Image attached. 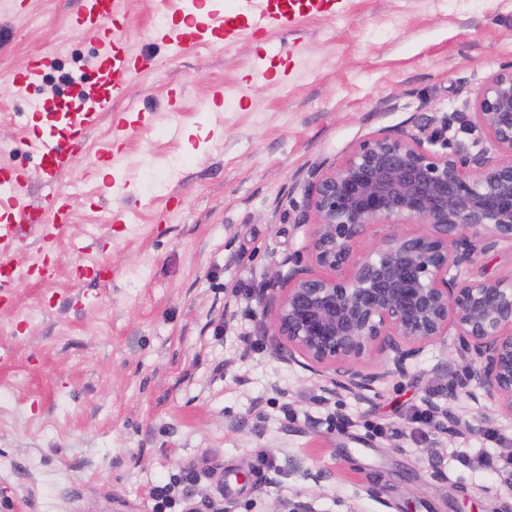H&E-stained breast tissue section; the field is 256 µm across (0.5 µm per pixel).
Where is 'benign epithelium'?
<instances>
[{
	"label": "benign epithelium",
	"mask_w": 512,
	"mask_h": 512,
	"mask_svg": "<svg viewBox=\"0 0 512 512\" xmlns=\"http://www.w3.org/2000/svg\"><path fill=\"white\" fill-rule=\"evenodd\" d=\"M466 122L480 133L474 153L437 154L383 129L310 172L309 264L274 272L264 309L281 361L330 373L328 402L405 375L408 360L452 332L470 358L448 399L473 396L475 384L512 413V275L464 269L478 250L512 246V65L487 78ZM398 224L423 230L399 234ZM380 225L390 231L359 252ZM429 408L439 432L471 431L463 416ZM275 512L316 510L299 497Z\"/></svg>",
	"instance_id": "obj_1"
}]
</instances>
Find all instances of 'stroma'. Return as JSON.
Returning a JSON list of instances; mask_svg holds the SVG:
<instances>
[{
    "label": "stroma",
    "instance_id": "stroma-1",
    "mask_svg": "<svg viewBox=\"0 0 512 512\" xmlns=\"http://www.w3.org/2000/svg\"><path fill=\"white\" fill-rule=\"evenodd\" d=\"M80 4L0 5V142L32 204L72 193L53 277L0 304V512H153L149 488L189 472L200 512L299 495L316 512H512V413L482 393L449 402L456 337L327 403L324 377L278 359L260 303L272 269L307 257L313 168L382 129L472 144L459 114L512 65V0H340L178 57L158 19L184 0H128L126 45L152 63L49 185L26 146L44 97L11 76L42 51L46 77L68 72L92 46ZM132 109L142 125L116 140ZM94 263L106 280L77 276ZM431 403L473 432H438ZM319 467L336 472L320 487Z\"/></svg>",
    "mask_w": 512,
    "mask_h": 512
}]
</instances>
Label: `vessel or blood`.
<instances>
[{"instance_id":"1","label":"vessel or blood","mask_w":512,"mask_h":512,"mask_svg":"<svg viewBox=\"0 0 512 512\" xmlns=\"http://www.w3.org/2000/svg\"><path fill=\"white\" fill-rule=\"evenodd\" d=\"M257 13L240 17L229 13L222 0H188L180 20L174 21L167 37V52L179 56L187 45L209 46L222 43L224 37L237 32L241 22L261 28L284 19H293L304 9L331 12L336 0H264ZM127 11L126 0H81L74 18L75 26L93 37L99 52L92 67L97 77L96 89L89 105L58 103L66 122L54 132L44 134L29 131L27 146L40 159L45 182H52L60 172L70 168L74 153L86 131L102 113L111 111L112 104L124 97L130 82L148 65L142 56L133 55L125 46L122 32ZM53 61L49 52L33 55L26 66L13 76V85L29 90ZM28 177L13 169L10 163H0V285L16 284L32 277H50L51 243L55 232L69 220V197L60 192L48 194L41 209H33L28 201ZM37 236L44 243L41 253L22 264L9 260L19 242Z\"/></svg>"}]
</instances>
